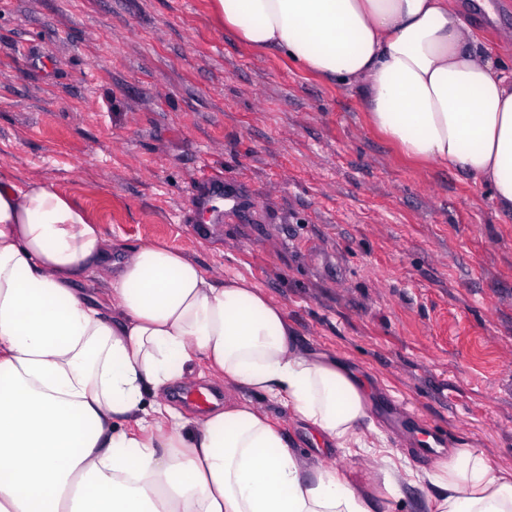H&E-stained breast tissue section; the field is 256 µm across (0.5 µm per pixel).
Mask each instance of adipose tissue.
Here are the masks:
<instances>
[{"mask_svg":"<svg viewBox=\"0 0 512 512\" xmlns=\"http://www.w3.org/2000/svg\"><path fill=\"white\" fill-rule=\"evenodd\" d=\"M252 50L361 94L409 157L489 187L512 213V74L449 0H213ZM107 277L102 296L80 287ZM235 398L198 417L168 401L198 367ZM332 448L384 440L372 387L297 347L285 310L181 250L108 238L38 178L0 177V512H375L402 485L429 512H512V473L452 448L418 473L380 461L379 495L296 453L253 395Z\"/></svg>","mask_w":512,"mask_h":512,"instance_id":"1","label":"adipose tissue"}]
</instances>
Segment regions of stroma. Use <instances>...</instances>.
<instances>
[{
	"mask_svg": "<svg viewBox=\"0 0 512 512\" xmlns=\"http://www.w3.org/2000/svg\"><path fill=\"white\" fill-rule=\"evenodd\" d=\"M455 3L511 71L512 0L492 18ZM0 174L47 180L108 237L247 277L300 348L370 382L413 470L467 447L512 471V216L405 158L354 89L244 48L209 0H0ZM267 411L296 452L372 489L371 456Z\"/></svg>",
	"mask_w": 512,
	"mask_h": 512,
	"instance_id": "obj_1",
	"label": "stroma"
}]
</instances>
